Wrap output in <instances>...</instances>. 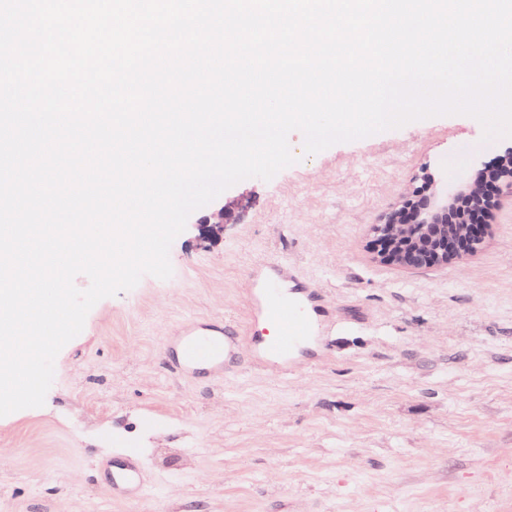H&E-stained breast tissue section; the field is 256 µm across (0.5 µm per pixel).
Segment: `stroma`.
Returning a JSON list of instances; mask_svg holds the SVG:
<instances>
[{
  "label": "stroma",
  "mask_w": 512,
  "mask_h": 512,
  "mask_svg": "<svg viewBox=\"0 0 512 512\" xmlns=\"http://www.w3.org/2000/svg\"><path fill=\"white\" fill-rule=\"evenodd\" d=\"M473 117L408 123L249 178L188 218L173 273L100 300L58 353L45 403L0 417V512H512V204L460 263L374 259L372 228L426 178L454 184L512 146ZM232 207L215 240L199 223ZM294 269L333 311L276 373L241 355L175 372L188 322L251 327L250 273ZM145 457L139 497L100 463Z\"/></svg>",
  "instance_id": "35a3bbf8"
}]
</instances>
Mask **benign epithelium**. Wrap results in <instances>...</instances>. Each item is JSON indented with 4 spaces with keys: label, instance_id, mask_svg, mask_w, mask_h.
<instances>
[{
    "label": "benign epithelium",
    "instance_id": "1",
    "mask_svg": "<svg viewBox=\"0 0 512 512\" xmlns=\"http://www.w3.org/2000/svg\"><path fill=\"white\" fill-rule=\"evenodd\" d=\"M506 199L512 200L511 147L426 204L419 191L409 193L374 225L375 258L404 270L462 262L481 249L484 220ZM232 217L231 208L222 209L220 223L200 225L202 235H219Z\"/></svg>",
    "mask_w": 512,
    "mask_h": 512
}]
</instances>
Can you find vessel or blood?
Here are the masks:
<instances>
[{"label": "vessel or blood", "instance_id": "vessel-or-blood-1", "mask_svg": "<svg viewBox=\"0 0 512 512\" xmlns=\"http://www.w3.org/2000/svg\"><path fill=\"white\" fill-rule=\"evenodd\" d=\"M252 314L254 320L272 330L271 336L257 345L220 324L206 328L192 324L181 326L172 338L181 365L220 373L227 362L246 349L255 365L286 371L297 345L314 336L315 319L306 313L304 301L295 294L271 290L255 299ZM102 467L110 475L108 492L115 498L137 496L147 480L145 466L133 454L118 462L103 461Z\"/></svg>", "mask_w": 512, "mask_h": 512}]
</instances>
